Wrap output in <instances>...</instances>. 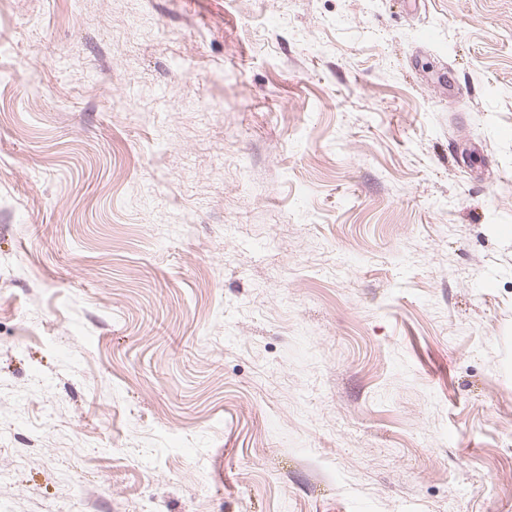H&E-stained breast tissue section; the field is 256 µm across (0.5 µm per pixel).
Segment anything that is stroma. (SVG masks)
<instances>
[{
  "label": "stroma",
  "instance_id": "1",
  "mask_svg": "<svg viewBox=\"0 0 512 512\" xmlns=\"http://www.w3.org/2000/svg\"><path fill=\"white\" fill-rule=\"evenodd\" d=\"M1 459L0 512H512V0H0Z\"/></svg>",
  "mask_w": 512,
  "mask_h": 512
}]
</instances>
